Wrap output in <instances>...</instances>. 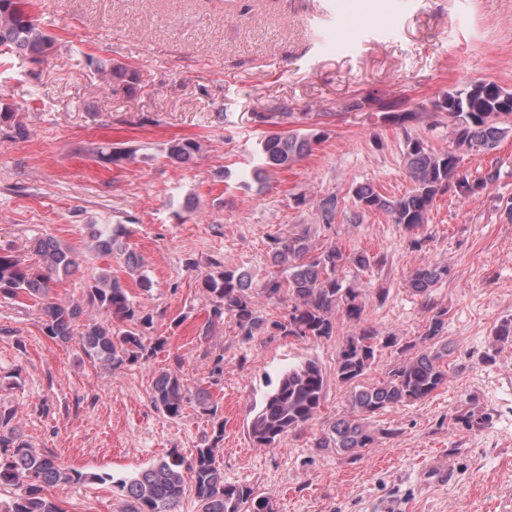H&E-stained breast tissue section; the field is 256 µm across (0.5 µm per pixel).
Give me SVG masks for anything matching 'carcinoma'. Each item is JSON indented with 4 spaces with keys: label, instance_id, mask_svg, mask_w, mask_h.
<instances>
[{
    "label": "carcinoma",
    "instance_id": "obj_1",
    "mask_svg": "<svg viewBox=\"0 0 512 512\" xmlns=\"http://www.w3.org/2000/svg\"><path fill=\"white\" fill-rule=\"evenodd\" d=\"M24 0H0V55L22 56L42 63L51 56L57 42ZM88 66L100 73L106 86H118L127 96L136 94V72L122 62L86 55ZM434 111L448 117L453 146L435 151L420 138H407L403 153L411 189L398 199H388L370 184L353 188L356 210L344 213L351 224L362 222L364 214L386 213L393 223L409 234L408 244L422 245L418 231L429 223L435 199L447 192L476 195L496 178L486 171L473 180L460 172L457 150L484 153L495 149L512 130V91L494 82H471L444 92L432 102ZM20 108L0 96V136L17 139L26 135ZM325 131L296 129L273 131L259 141L261 164L250 177L263 184L270 172L286 169L307 156L322 141ZM203 152V144L193 138L167 143L166 156L174 162H190ZM100 155L109 163L135 159L126 147H111ZM319 221L329 229L336 223L338 197L327 196L317 204ZM126 229L122 224H106L92 233L93 248L110 253L122 249ZM38 256L34 263L0 247V296L40 300L39 314L44 335L67 343L79 336L85 354L108 368L148 361L164 348L167 338L152 336L154 315L134 299L129 290L107 272L94 275L86 283L81 301H60L52 296L55 282L71 276L79 262L76 255L54 239H38L31 244ZM269 263L276 273L259 283L249 272L211 259L201 273L200 285L212 300L210 321L229 317L237 336L251 341L257 336L297 337L328 340L336 335V320L354 327L336 356L337 382L350 387L349 410L328 432L316 439L317 448H334L363 456L375 447L388 429H377L374 418L388 408L423 401L448 382V343L442 341L448 323V309L429 306L431 313L419 342H401L393 334H383L367 319L369 304L384 303L388 290L372 291L359 283V274L383 258L362 250L345 252L335 243L319 238L309 227L270 238ZM353 273L349 280L344 270ZM448 276V266L428 264L411 275L414 293L430 300L431 288ZM269 303L287 304L277 319L266 317L258 298ZM493 344H512V318L495 326ZM390 349L397 360L374 382H363L375 364L378 352ZM325 384L321 367L314 360L294 365L281 373L277 384L251 418L248 430L253 443L273 448L286 434L314 420L324 400ZM151 403L170 418L180 416L190 402L189 389L180 374L166 369L151 387ZM197 403L214 419L211 435L187 458L176 450L149 468L116 478L107 472L86 473L66 468L49 450L38 451L23 439L16 422V411L0 405V487L16 486L18 493L0 500V512H65L48 499L45 488L58 483H110L119 497L121 512H177L182 499L190 494L199 512H273L272 497L248 485L224 482L216 465V454L224 441V421L216 418L218 406L197 397ZM492 419L460 409L455 420L466 429Z\"/></svg>",
    "mask_w": 512,
    "mask_h": 512
}]
</instances>
